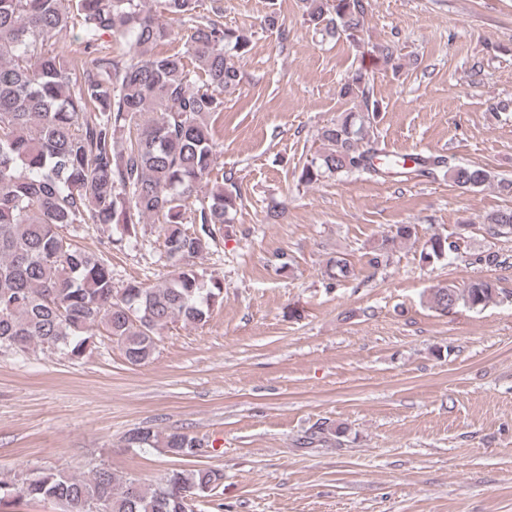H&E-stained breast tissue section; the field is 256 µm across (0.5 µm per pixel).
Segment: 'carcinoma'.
<instances>
[{
    "label": "carcinoma",
    "mask_w": 512,
    "mask_h": 512,
    "mask_svg": "<svg viewBox=\"0 0 512 512\" xmlns=\"http://www.w3.org/2000/svg\"><path fill=\"white\" fill-rule=\"evenodd\" d=\"M368 0H301L314 33L361 48L358 66L339 90L350 108L321 129V147L302 164L298 183L310 186L344 174L407 177L406 157L379 147L374 126L384 111L371 80L380 66L402 68L389 44L365 48ZM200 0H0V349L23 356L35 348L74 360L105 336L126 361L154 358L160 330L181 322L203 327L224 300V287L195 260L207 254L216 226L232 224L242 200L235 174L212 177L217 145L211 119L224 112V94L243 79L239 61L251 35L224 25ZM166 17L163 22L160 17ZM72 37L78 61L58 47ZM184 41L182 52L158 47ZM421 170L444 169L453 182L475 189L491 180L481 167L452 165L443 156L414 158ZM209 189L198 198L199 189ZM198 206H193V199ZM162 218L170 278L156 286L131 281L117 288L107 261L68 241L61 229L102 224L121 229L118 246L137 226ZM197 225L189 232L186 223ZM491 236L512 234V210L488 218ZM416 235L396 224L368 253L373 268L390 262L391 245ZM459 239L435 234L421 260L460 252ZM337 280L354 276L351 263L329 261ZM497 291L490 279L458 290L431 289L429 308L462 304L482 309ZM133 448L162 444L172 457H196L201 440L150 427L126 436ZM224 471L176 468L160 485L123 480L101 468L89 477L40 472L22 485L0 481V512L23 499L51 500L62 512H91L103 497L111 512H194L189 496L207 497Z\"/></svg>",
    "instance_id": "obj_1"
}]
</instances>
